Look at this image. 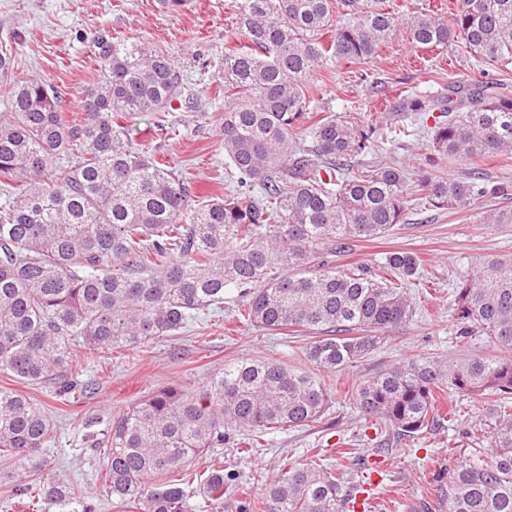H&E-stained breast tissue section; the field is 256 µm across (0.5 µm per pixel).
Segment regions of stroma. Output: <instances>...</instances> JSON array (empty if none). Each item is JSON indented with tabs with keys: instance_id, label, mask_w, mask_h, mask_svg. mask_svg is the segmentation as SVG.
Here are the masks:
<instances>
[{
	"instance_id": "obj_1",
	"label": "stroma",
	"mask_w": 512,
	"mask_h": 512,
	"mask_svg": "<svg viewBox=\"0 0 512 512\" xmlns=\"http://www.w3.org/2000/svg\"><path fill=\"white\" fill-rule=\"evenodd\" d=\"M103 29L147 40L182 58L187 84L198 99L196 109L176 102L169 111L141 114L133 120V139L162 156L192 195L229 194L219 136L225 99L213 71L201 70L198 62L218 61L237 42V0H190L175 14L158 12L153 0H0V39L14 30L26 34V70L61 88L67 112L78 108L94 65L91 39ZM457 81L494 82L511 93L512 66L485 65L457 42L439 50L413 49L398 35L372 60L342 61L311 73L309 110L319 116L348 114L364 125L381 120L387 100L396 94L436 97ZM429 145L428 138L413 137L404 145L362 150L358 159H408L419 165ZM488 208L485 202L468 211L411 208L383 238L335 254L336 264L342 265L378 263L386 253L401 249L417 252L425 264L422 281L410 288L415 315L406 327L387 333L369 358L334 376L331 407L317 422L266 433L246 453L232 440L195 461L194 470L203 475L218 466L235 474L224 493L223 512H260L263 489L280 465L303 463L317 454L346 470L348 494L370 483L372 512H443L441 488L448 468L468 458L471 433L490 429L493 404L461 397L453 426H440L408 443H391L381 424L362 417L344 393L359 379L418 353L445 363L462 354L488 352L486 337L459 341L448 312L449 294L462 273L488 256L512 255V224H482L480 214ZM238 301L236 289H225L223 310L202 316L137 355L90 354L79 375L87 391L77 402L61 403L45 387L30 390L31 400L56 424L47 455L75 488L99 503V512L115 510L105 493L106 459L91 442L107 430L113 407L135 405L159 388L199 380L230 362L265 357L288 361L299 352L298 341L236 323Z\"/></svg>"
}]
</instances>
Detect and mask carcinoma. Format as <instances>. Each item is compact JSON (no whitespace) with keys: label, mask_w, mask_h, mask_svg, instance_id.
I'll return each instance as SVG.
<instances>
[{"label":"carcinoma","mask_w":512,"mask_h":512,"mask_svg":"<svg viewBox=\"0 0 512 512\" xmlns=\"http://www.w3.org/2000/svg\"><path fill=\"white\" fill-rule=\"evenodd\" d=\"M240 44L218 71L225 106L220 135L232 196L188 208L189 189L167 162L133 143L117 118L194 108L178 59L152 44L99 31L96 68L78 111L64 112L50 81L19 69L23 36L0 41V373L26 386L53 384L75 398L81 356L135 354L173 336L194 315L242 302L236 321L264 331L311 335L302 365L237 361L189 385H169L114 409L96 447L105 449L106 491L136 512H185L194 482L188 463L224 447L231 432L249 447L273 429L319 420L331 391L324 374L368 357L384 334L412 320L408 286L420 256L393 251L373 266L336 265L331 244L380 238L411 204L468 210L480 199L489 224H512V185L483 181L480 163L512 155V95L488 81L459 82L448 95L400 96L391 118L362 128L335 115L295 137L317 67L374 58L398 31L413 48L460 42L491 66L512 62V0H457L447 12L398 16L387 0H239ZM440 113L432 149L411 174L400 165L349 164L366 145L412 135ZM470 176L445 178L439 161ZM457 335L488 337L505 356L463 354L443 365L416 354L355 383L349 400L398 441L440 426L439 403L455 394L494 399L490 435H472L471 458L448 468L444 512H512V256H493L452 289ZM55 424L30 397L0 388V457L30 462L14 497L38 512H98L41 455ZM219 467L204 480L211 508L224 504ZM343 473L312 460L285 463L266 483L263 512H343Z\"/></svg>","instance_id":"carcinoma-1"}]
</instances>
